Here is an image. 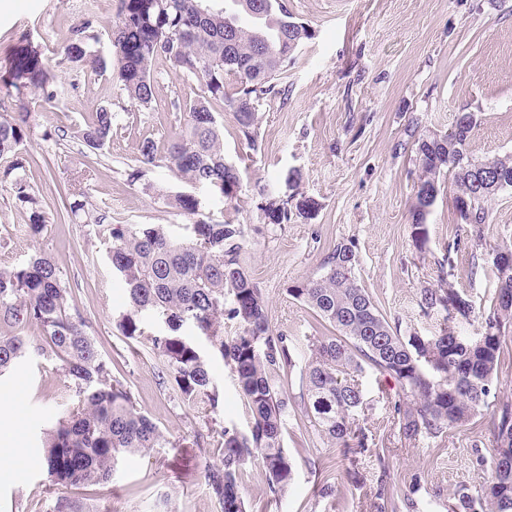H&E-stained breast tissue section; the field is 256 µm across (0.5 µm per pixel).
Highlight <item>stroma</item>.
<instances>
[{
    "label": "stroma",
    "mask_w": 512,
    "mask_h": 512,
    "mask_svg": "<svg viewBox=\"0 0 512 512\" xmlns=\"http://www.w3.org/2000/svg\"><path fill=\"white\" fill-rule=\"evenodd\" d=\"M117 0H97L92 12L74 0H9L0 9V77L13 53L33 45L58 90L44 103L39 122L68 130V138L33 134L27 145L35 163L30 182L48 213L62 206L75 178H82L87 207L109 224H165L175 236L188 234L193 217L160 200V193L184 191L164 167L143 168L138 181L137 145L150 137L170 138L184 114L173 105L193 84L174 71L157 75L150 108L131 103L112 73L85 76L79 64H60L72 28L93 20L100 55L111 58L109 34ZM289 10L307 23L313 37L295 52L278 81L282 95L259 108L260 150H250L232 112H222L224 154L239 170L241 188L224 202L198 190L202 211L214 221L244 225L245 260L267 303L274 334L287 337L297 367L288 385L289 415L284 447L294 479L280 499H271L259 462L247 463L240 490L256 512H370L375 487L369 455H343L323 442L303 412L299 372L307 340L325 335L312 309L289 296L295 283L320 273L330 246L354 241L356 277L402 335L428 333L433 322L418 307L421 289L440 284L443 254L453 259V281L476 308L489 306L496 281L489 267L493 249L512 239V190L490 203L482 241L457 231L453 180L441 181L427 218V241L415 243L409 214L419 181L404 129L418 120L423 132L445 134L461 111L480 113L468 150L478 158L512 153V0H288ZM111 106L112 140L90 152L73 133L92 112ZM314 198L313 216H292L285 224L265 223L259 205L269 197ZM28 214L15 207L9 186L0 185V267L16 266L30 254H49L65 274L73 300L96 347L113 363L138 409L171 437L205 429L203 409L183 404L161 384L164 360L149 336L163 326L141 324L142 336L128 338L118 323L127 310L126 292L108 260L112 238L83 222L49 225L33 237ZM224 424L247 430L242 395L220 357L211 360ZM359 382L371 404L366 425L391 448V483L408 493L412 512H448L459 485L479 486L491 478L473 453L491 456L495 446L491 415L446 436L419 441L401 438L389 427L387 395L393 380L368 369ZM72 392L55 361L30 358L0 376V421L14 425L12 442L23 462L0 472V512H47L53 490L42 465L41 430L62 415ZM219 439L207 452L195 447L157 448L119 463L111 481L71 495L83 512H220L203 476L204 461H219ZM340 472L336 492L316 490L319 462Z\"/></svg>",
    "instance_id": "stroma-1"
}]
</instances>
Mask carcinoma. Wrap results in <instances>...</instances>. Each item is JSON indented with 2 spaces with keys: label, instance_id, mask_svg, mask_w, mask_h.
Segmentation results:
<instances>
[{
  "label": "carcinoma",
  "instance_id": "carcinoma-1",
  "mask_svg": "<svg viewBox=\"0 0 512 512\" xmlns=\"http://www.w3.org/2000/svg\"><path fill=\"white\" fill-rule=\"evenodd\" d=\"M201 1L209 6L204 15L198 10ZM311 37L309 25L298 21L284 0H119L112 48L116 78L128 99L151 107L153 74L164 65L198 84L195 96L185 101L186 118L179 131L163 143L143 139L137 161L163 165L194 189L236 199L239 172L224 155V128L214 106L220 103L233 112L248 148L258 150L260 103L281 93L278 77ZM96 43L92 21L86 20L71 31L64 47L66 60L86 63L99 73L106 61L94 49ZM10 78L14 111L0 113V156L9 155L12 161L0 170V183L11 185L15 206L29 213L31 235L40 236L48 225L68 218L84 217L103 226L106 216L86 210L83 192L70 194L54 218L43 210L22 150L32 135V104L55 99L57 90L35 49H24L12 59ZM114 119L111 107L100 106L75 138L100 150L112 140ZM477 123V113L462 111L444 135L407 126L422 172L411 207L415 233L426 232L444 176L452 177L458 187L453 204L459 228L478 240L489 223V202L512 189V154L485 159L470 155L468 142ZM165 200L197 217L189 236L178 238L164 224L109 228L112 272L128 295L129 309L119 328L133 338L142 335L143 318L165 325L163 333L151 338L153 350L166 361L162 384L171 386L189 406L203 403L215 413L219 393L209 357L181 333L184 327L230 368L250 410V429L243 433L211 419L219 427L223 453L220 461L205 462L203 478L221 512H253L238 485L247 463L262 464L275 499L294 479L284 448L289 398L282 385L295 366L292 350L286 337L273 335L262 290L244 266L243 225L212 221L192 193L167 195ZM259 209L269 224L288 223L286 201L267 199ZM503 250L512 252V241L492 252L496 293L490 307L478 315L467 295L451 285L421 289L419 307L436 320L428 335L403 336L382 314L357 281L352 241L334 244L320 274L288 289L338 332L309 339V360L300 374L301 399L310 422L332 446L376 458L374 512H398V506L390 487V449L377 447L359 419L370 409L357 380L366 365L395 382L390 423L409 441L439 438L452 428L475 423L497 405L491 480L478 488L458 486L449 510L512 512V402L493 392L503 344L512 331V263L499 261ZM226 319L235 324L230 336ZM473 320L478 321L476 332L462 335L460 327ZM5 325L10 332L1 330ZM30 328L39 331L36 343L28 339ZM32 356L56 360L75 393L68 413L41 438L47 477L57 489L49 512H80L68 490L109 481L126 456L174 448L182 441L202 450L210 446L213 428L176 441L137 409L131 390L113 375L112 362L101 356L87 332L63 272L42 251L19 266L0 270V376Z\"/></svg>",
  "mask_w": 512,
  "mask_h": 512
}]
</instances>
